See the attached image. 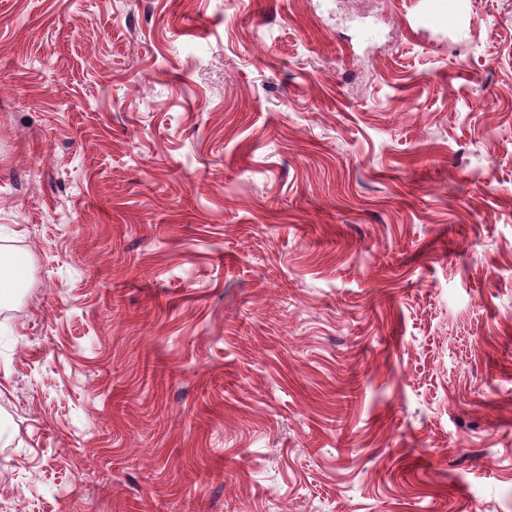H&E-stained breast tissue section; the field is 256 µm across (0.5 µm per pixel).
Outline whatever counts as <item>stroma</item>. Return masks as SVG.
<instances>
[{
	"label": "stroma",
	"mask_w": 512,
	"mask_h": 512,
	"mask_svg": "<svg viewBox=\"0 0 512 512\" xmlns=\"http://www.w3.org/2000/svg\"><path fill=\"white\" fill-rule=\"evenodd\" d=\"M0 512H512V0H0Z\"/></svg>",
	"instance_id": "1"
}]
</instances>
